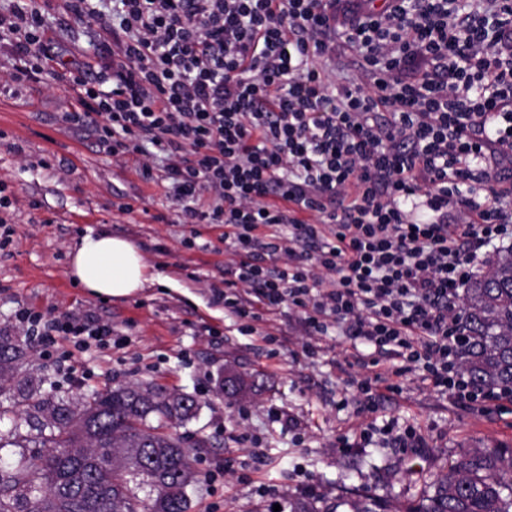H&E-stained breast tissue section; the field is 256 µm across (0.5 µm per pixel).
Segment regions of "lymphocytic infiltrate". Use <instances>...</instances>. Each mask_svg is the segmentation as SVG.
I'll use <instances>...</instances> for the list:
<instances>
[{
    "mask_svg": "<svg viewBox=\"0 0 512 512\" xmlns=\"http://www.w3.org/2000/svg\"><path fill=\"white\" fill-rule=\"evenodd\" d=\"M112 4V58L70 70L66 123L160 182L183 224H220L224 306L291 307L398 365L357 384L374 410L410 374L484 411L512 393L460 374L458 305L512 240V0H64ZM15 82L52 56L48 19L12 0ZM18 319L47 345L107 346L92 314Z\"/></svg>",
    "mask_w": 512,
    "mask_h": 512,
    "instance_id": "obj_1",
    "label": "lymphocytic infiltrate"
}]
</instances>
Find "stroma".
Wrapping results in <instances>:
<instances>
[{"mask_svg": "<svg viewBox=\"0 0 512 512\" xmlns=\"http://www.w3.org/2000/svg\"><path fill=\"white\" fill-rule=\"evenodd\" d=\"M103 29L100 20L51 25L52 72L34 83L6 79L13 60L0 49V192L11 200L14 229L0 243V328L26 339L27 370L42 391L77 400L153 383L194 398L197 418L167 428L186 444L205 443L194 454L201 480L191 512H273L305 482L332 497L365 486L399 505L432 491L468 449L512 448V404L491 413L463 408L414 380L367 412L352 398L365 371L348 337L331 331L310 353L294 310L281 308L252 328L225 310L211 289L231 259L220 250L221 227L176 223L163 189L132 160L99 151L63 119L78 104L59 76L85 54H103ZM102 231L133 242L174 287L105 301L74 284V248ZM24 308L52 317L92 313L111 323L119 344L41 345L17 318ZM230 370L254 388L225 398ZM390 421L414 429L419 447H399L383 433ZM370 424L377 430L369 435Z\"/></svg>", "mask_w": 512, "mask_h": 512, "instance_id": "stroma-1", "label": "stroma"}]
</instances>
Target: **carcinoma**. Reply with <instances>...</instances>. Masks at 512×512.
<instances>
[{
    "label": "carcinoma",
    "mask_w": 512,
    "mask_h": 512,
    "mask_svg": "<svg viewBox=\"0 0 512 512\" xmlns=\"http://www.w3.org/2000/svg\"><path fill=\"white\" fill-rule=\"evenodd\" d=\"M488 270L464 288L460 371L477 385L512 391V246L500 248ZM28 353L19 337L0 331V512H190L199 482L193 447L156 431L152 420L186 423L199 405L175 391L125 385L70 402L44 396L25 376ZM27 424L36 434L19 433ZM43 449L26 455V443ZM147 491L145 497L139 492ZM345 512H512V448H473L448 466L434 492L390 510L365 489L338 497ZM288 512H337L321 494L288 498Z\"/></svg>",
    "instance_id": "cac0c4a2"
}]
</instances>
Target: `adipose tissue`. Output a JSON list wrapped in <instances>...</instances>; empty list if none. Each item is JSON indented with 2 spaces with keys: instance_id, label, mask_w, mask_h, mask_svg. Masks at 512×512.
I'll return each instance as SVG.
<instances>
[{
  "instance_id": "ef3b65f1",
  "label": "adipose tissue",
  "mask_w": 512,
  "mask_h": 512,
  "mask_svg": "<svg viewBox=\"0 0 512 512\" xmlns=\"http://www.w3.org/2000/svg\"><path fill=\"white\" fill-rule=\"evenodd\" d=\"M70 274L90 294L122 299L146 286L162 283L129 241L103 232L85 236L72 256Z\"/></svg>"
}]
</instances>
